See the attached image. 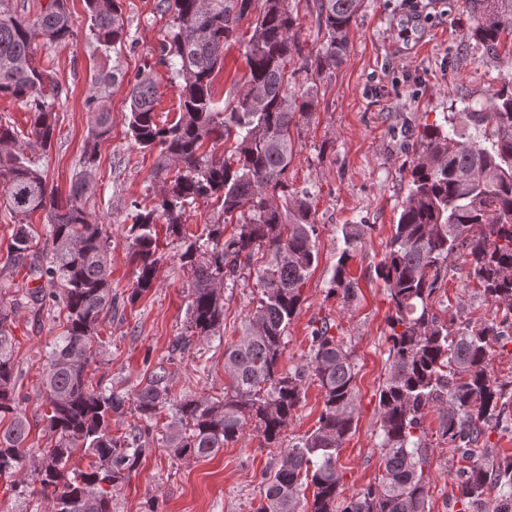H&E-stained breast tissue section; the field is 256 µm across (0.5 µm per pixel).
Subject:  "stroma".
<instances>
[{"mask_svg": "<svg viewBox=\"0 0 512 512\" xmlns=\"http://www.w3.org/2000/svg\"><path fill=\"white\" fill-rule=\"evenodd\" d=\"M158 3L120 0L128 41L120 55L105 56L87 40L90 17L85 0H68L80 32L78 42L36 46L39 65L50 66L54 79L68 90L53 104L59 129L56 141L46 151L29 144L30 111L22 101L0 98V122L18 129V147L44 172L58 200L66 201L88 142L89 90L99 73L120 65L127 80L109 90L112 133L98 146L97 187L84 201L86 212L103 222L109 237L112 292L119 299L100 317L95 375L123 390L162 361L175 396L219 398L228 384L223 343L237 341L243 323L255 310V277L244 273L225 281L224 326L219 336L195 340L188 350L173 353L176 339L189 333L192 279L180 260L182 240L161 223L155 283L136 303L125 301L139 268L129 237L131 216L135 206H154L160 197L157 154L141 150L128 132V79L141 71L151 73L158 88L159 124L173 123L179 115L178 83L160 62L172 17L159 11ZM473 25L464 0H423L417 10L410 0H362L350 28L347 59L320 78L318 105L300 130L288 167L289 190L306 189L313 195L318 261L302 289L301 309L288 326L283 362L288 366L304 363L311 332L325 320L334 325L335 335L344 338L355 358L358 424L339 459L345 499L380 475L377 392L390 363V307L377 267L407 194L411 145L424 125H446L449 114L464 102L485 103L505 81H512V48L503 46L497 54H485L468 38ZM246 72L241 48L225 49L224 67L214 80L216 99L230 103ZM346 224H363L367 231L348 264L357 298L345 308L331 296L330 279L344 248ZM9 279L15 286L7 296L19 302L11 330L16 388L30 424L26 464L31 467L51 441L43 419L42 378L47 354L64 333L66 319L57 305L36 315L20 303L19 287L30 279L25 268L13 270L8 277L0 273V285ZM432 308L444 322L491 319L499 314L494 304L480 296L467 265L457 258L449 260ZM322 408L320 388L306 382L279 447H261L254 428L249 427L239 441L207 458H173L160 440L161 428H154L155 443L115 492L112 512H147L152 504L159 512H249L260 499L262 472L274 468L281 449L315 428ZM438 424L437 412H429L424 429L435 444ZM462 468L451 451L436 444L427 468L431 512H458Z\"/></svg>", "mask_w": 512, "mask_h": 512, "instance_id": "35a3bbf8", "label": "stroma"}]
</instances>
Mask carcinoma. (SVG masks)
<instances>
[{
	"mask_svg": "<svg viewBox=\"0 0 512 512\" xmlns=\"http://www.w3.org/2000/svg\"><path fill=\"white\" fill-rule=\"evenodd\" d=\"M361 0H319L323 40L302 57L299 18L290 0H160L173 23L161 63L180 80V116L172 124L155 121L157 87L139 72L130 89L129 132L143 150L159 149L157 176L174 173L160 200L136 208L129 236L139 273L129 300L148 292L155 281L156 221L184 239L180 261L192 274L189 329L201 337L224 324V279L255 269L260 296L243 336L224 350L230 385L222 398L171 396L168 374L159 363L148 378L121 393L88 376L92 347L100 339V315L112 309L104 226L90 216L83 198L95 187L97 147L112 133V112L104 103L109 81L94 79L88 96L91 139L82 170L61 204L44 174L32 166L16 137L0 124V203L13 221L8 263L28 266L30 275L54 287L27 288V305L40 313L47 300L66 310V332L48 356L42 386L49 410L46 429L55 437L44 449L32 479L14 475L25 459L29 423L15 388L11 331L13 309L0 302V478L4 491L19 501L38 496L48 512H112V494L130 478L149 446L152 427L168 419L164 447L176 459L210 457L241 438L248 423L262 446H278L311 379L323 394L315 429L286 449L275 473L264 476L265 492L252 512H430L429 478L424 468L432 453L422 420L435 410L439 439L470 461L459 485L462 512H512V456H500L485 435L499 414L505 386L491 375V357L512 322V84L491 94L489 103L463 108L476 127L474 137L458 129L426 124L417 136L409 165L408 194L394 224L388 251L377 268L391 307L390 359L378 394L381 442L378 481L340 506L339 456L356 426L357 372L344 338L324 321L311 334L307 362L285 366L288 324L301 309L302 288L317 260L313 194L288 191L294 154L293 132L318 104L312 78L290 86L289 68L321 75L341 66L349 47L351 22ZM90 32L107 53L127 41L119 0H86ZM477 17L470 38L495 52L512 38V0H468ZM256 13L250 34L240 21ZM74 44L79 38L67 0H47L32 14L0 0V97L22 100L31 113L30 134L51 148L57 120L45 89L56 99L63 89L36 63L35 40ZM243 46L247 78L234 104L216 107L213 81L224 66V46ZM232 142L223 161L200 153L206 140ZM221 202L224 214H237L240 232L224 239V224L207 227L206 236L186 235L183 215L199 199ZM44 210L51 224L50 256L31 252L28 218ZM364 225L344 229L346 248L331 279L332 293L349 307L357 286L347 274L353 246ZM268 261L255 268L259 250ZM463 253L469 277L502 320H470L451 328L432 312L433 295L448 271V259ZM130 412L138 419L112 436V418ZM88 459L86 470L69 478L65 465L75 453ZM312 489V497L301 494Z\"/></svg>",
	"mask_w": 512,
	"mask_h": 512,
	"instance_id": "obj_1",
	"label": "carcinoma"
}]
</instances>
